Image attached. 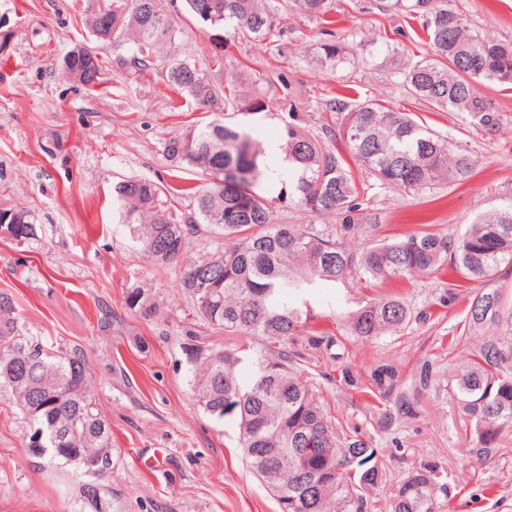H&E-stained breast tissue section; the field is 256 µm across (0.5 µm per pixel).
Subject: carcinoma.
Returning a JSON list of instances; mask_svg holds the SVG:
<instances>
[{"instance_id": "1", "label": "carcinoma", "mask_w": 512, "mask_h": 512, "mask_svg": "<svg viewBox=\"0 0 512 512\" xmlns=\"http://www.w3.org/2000/svg\"><path fill=\"white\" fill-rule=\"evenodd\" d=\"M188 15L222 26L229 38L263 41L273 47L283 36L280 13L326 20L335 0H183ZM387 12L418 15L429 36V52L415 59L397 44L386 45L399 59L397 74L412 98L446 112H457L488 133L503 120L480 85L512 86V44L480 37L449 0H379ZM85 24L96 39L120 33L132 45L130 62H149L176 31L164 0H112L91 10ZM312 48L316 64L334 70L347 62L345 47L333 31ZM80 75L91 86L102 66L97 54ZM217 60L177 62L165 74L168 86L188 94L200 108L224 97V106L244 114L265 111L264 87L251 81L216 86ZM344 156L305 133L296 123L280 131L288 176L278 179L264 162L265 150L246 126L214 120L169 135L163 143L172 167L205 175L199 187H166L131 179L115 187L116 200L130 235L152 263L179 261L190 226L205 224L222 241L214 251L182 271L180 287L195 302L200 319L226 335L259 345L240 348H189L190 390L209 415L236 418L240 447L250 471L276 498L281 512H371L370 491L384 479V468L361 427L343 426L327 410L312 367L321 359L341 362L346 337L315 329L312 302L320 288H361L376 281L415 277L452 278L473 284L465 309L467 333L505 328L482 342L448 377V390L470 418L466 452L485 457L503 432L512 429V305L493 286L501 267L512 269V197L478 216L457 235L419 231L396 239L370 240L359 252L345 239L366 236L359 223L362 191L352 158L381 189L420 191L441 183L462 184L474 171L468 151L452 144L398 108L366 101L350 110L343 130ZM279 187L276 199L312 216H333L338 224H277L263 187ZM14 224L0 223L10 240L37 239L35 218L27 211L0 207ZM128 304L155 308L148 290L134 288ZM427 317L398 295L372 298L344 314L349 336L377 343ZM252 367L240 382L238 368ZM433 363L425 361L418 386L402 379L391 361L360 375L341 370V385L363 389L377 402L376 415L390 429L413 415L417 387H428ZM0 389L28 425L27 447L39 458L79 471L88 481L79 488L74 512H112L103 481L112 470V427L95 408L93 386L82 355L55 350L19 323L12 296L0 292ZM449 496L432 461L414 466L388 500L387 512H438Z\"/></svg>"}]
</instances>
